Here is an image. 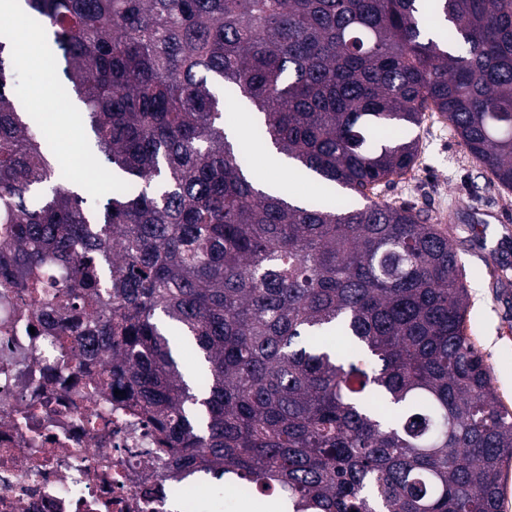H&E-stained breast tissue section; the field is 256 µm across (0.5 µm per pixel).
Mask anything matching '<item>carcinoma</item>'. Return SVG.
Masks as SVG:
<instances>
[{"instance_id":"carcinoma-1","label":"carcinoma","mask_w":512,"mask_h":512,"mask_svg":"<svg viewBox=\"0 0 512 512\" xmlns=\"http://www.w3.org/2000/svg\"><path fill=\"white\" fill-rule=\"evenodd\" d=\"M23 4L110 191L90 204L32 130L0 26V277L30 293L63 269L42 296L90 308L112 360L93 387L124 391L216 500L232 482L279 512H501L512 412L462 265L378 190L437 112L512 191V0ZM242 103L319 198L261 189L229 138Z\"/></svg>"}]
</instances>
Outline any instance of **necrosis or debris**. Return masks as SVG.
I'll use <instances>...</instances> for the list:
<instances>
[{
  "label": "necrosis or debris",
  "mask_w": 512,
  "mask_h": 512,
  "mask_svg": "<svg viewBox=\"0 0 512 512\" xmlns=\"http://www.w3.org/2000/svg\"><path fill=\"white\" fill-rule=\"evenodd\" d=\"M79 335L0 279V512H179L154 427L92 389L111 364Z\"/></svg>",
  "instance_id": "1"
}]
</instances>
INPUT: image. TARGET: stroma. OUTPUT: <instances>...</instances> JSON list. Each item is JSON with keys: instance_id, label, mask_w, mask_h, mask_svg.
I'll return each instance as SVG.
<instances>
[{"instance_id": "obj_1", "label": "stroma", "mask_w": 512, "mask_h": 512, "mask_svg": "<svg viewBox=\"0 0 512 512\" xmlns=\"http://www.w3.org/2000/svg\"><path fill=\"white\" fill-rule=\"evenodd\" d=\"M20 102L36 112L37 130L51 134L50 148L71 181H78V161L89 142V128L73 121L77 106L71 99L52 98L36 109L43 92L40 50L26 46ZM414 171L395 178L383 189L385 199L425 209L432 223L443 225L465 268L470 301L468 334L491 368L493 385L504 408L512 411V191L494 184L462 144L453 128L435 113L426 114L420 128ZM265 145L253 144L252 169L263 179L277 181L300 199L317 194L313 181L301 180L290 168L273 169ZM499 212L502 222H473L476 212Z\"/></svg>"}]
</instances>
